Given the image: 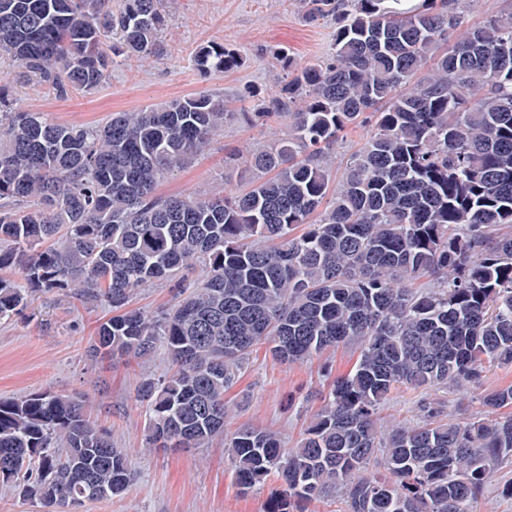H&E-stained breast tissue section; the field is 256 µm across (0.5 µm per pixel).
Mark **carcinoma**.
Here are the masks:
<instances>
[{"instance_id": "cac0c4a2", "label": "carcinoma", "mask_w": 512, "mask_h": 512, "mask_svg": "<svg viewBox=\"0 0 512 512\" xmlns=\"http://www.w3.org/2000/svg\"><path fill=\"white\" fill-rule=\"evenodd\" d=\"M466 0H307L336 32L327 56L290 71L251 112L190 94L115 112L102 126L15 111L0 88V323L33 293L62 291L112 312L95 355L167 352L136 400L154 448L224 438L238 483L281 481L273 512L336 498L343 512H475L512 463V386L487 395L492 418L461 424L423 405L385 424L400 388L460 390L487 366L512 365V11L454 44ZM164 0H0V54L61 97L91 91L121 54L164 50ZM202 72L240 63L222 44ZM275 119L282 137L235 150L244 190L157 194L207 151L224 123ZM366 127L341 181L336 145ZM157 281L176 303L131 307ZM280 362L352 345L351 369L320 393L294 448L277 432H224V395L253 350ZM375 467L379 472L372 474ZM134 472L82 401L43 391L0 398V482L47 512L122 495Z\"/></svg>"}]
</instances>
